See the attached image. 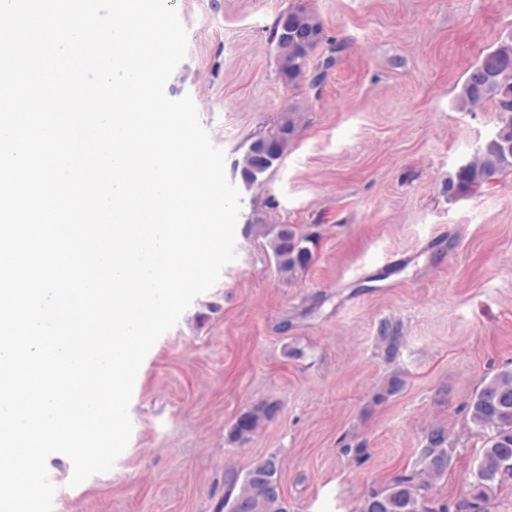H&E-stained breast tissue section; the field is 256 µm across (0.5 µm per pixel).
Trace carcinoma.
I'll use <instances>...</instances> for the list:
<instances>
[{
  "label": "carcinoma",
  "mask_w": 512,
  "mask_h": 512,
  "mask_svg": "<svg viewBox=\"0 0 512 512\" xmlns=\"http://www.w3.org/2000/svg\"><path fill=\"white\" fill-rule=\"evenodd\" d=\"M278 72L289 85L299 84L306 76L314 53L327 42L318 16L305 8L289 9L274 21ZM497 112L494 139L480 146L475 159L448 174L444 191L448 199L479 195L512 173V39L492 46L471 65L464 75L458 95V108L471 112L486 103ZM297 134L293 117H287L274 131L258 134L244 153L240 176L248 186L272 169L262 154L280 161ZM270 246L277 273L294 280L309 269L315 257L305 245L309 237L300 235L290 224H278ZM376 341L386 359L394 361L403 345L402 325L384 319L376 328ZM406 381L399 372L388 376L373 396L380 404L403 390ZM279 403L264 401L239 414L228 427L226 441L242 446L249 442L260 426L274 420ZM470 423L483 440V456L477 471L481 482H492L503 476L512 477V368L498 372L479 384L469 403ZM448 428L437 422L424 431L419 469L394 477L391 482L371 491L362 501L359 512H482L466 500L439 503L429 496L432 483L452 467L448 453ZM282 463L275 455L260 458L246 472L241 485H231L220 505L222 512H291L285 494Z\"/></svg>",
  "instance_id": "obj_1"
}]
</instances>
